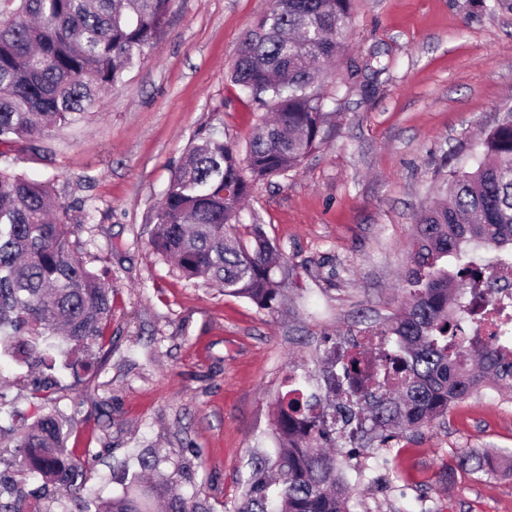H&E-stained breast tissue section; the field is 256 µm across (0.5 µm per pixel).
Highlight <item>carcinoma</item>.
<instances>
[{
  "label": "carcinoma",
  "mask_w": 512,
  "mask_h": 512,
  "mask_svg": "<svg viewBox=\"0 0 512 512\" xmlns=\"http://www.w3.org/2000/svg\"><path fill=\"white\" fill-rule=\"evenodd\" d=\"M174 0H0V143L19 144L53 128L83 121L145 50L154 47ZM352 0H271L243 40L230 75L258 108L260 120L245 154L210 134L182 157L154 211L151 246L174 260L187 280H203L227 295L271 310L281 297L277 247L256 218L244 222L243 202L254 184L286 176L329 136L327 98L315 91L327 66L343 55ZM470 171L451 170L440 202L421 211L402 276L404 308L379 332L404 337L402 360L380 370L378 395L349 383L329 391L331 402L311 420L300 405L280 400L274 418L275 456L257 459L234 512H348L349 488L335 447L336 414L363 413L384 446L408 430L495 383L512 395V348L498 345L499 311L485 321L488 336H463L448 317L466 273L448 270L470 243L498 255L512 252V116L482 142ZM70 207L45 185L0 167V351L53 369L66 344L87 351L104 340L112 317V286L91 272L71 245ZM68 433L46 413L17 429L15 463L80 492L91 480L68 457ZM461 464L489 472L488 453L473 450ZM123 495L94 503L95 512H206L178 492L158 460L140 457Z\"/></svg>",
  "instance_id": "1"
}]
</instances>
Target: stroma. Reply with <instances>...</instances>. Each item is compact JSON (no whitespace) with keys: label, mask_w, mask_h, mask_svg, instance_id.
Masks as SVG:
<instances>
[{"label":"stroma","mask_w":512,"mask_h":512,"mask_svg":"<svg viewBox=\"0 0 512 512\" xmlns=\"http://www.w3.org/2000/svg\"><path fill=\"white\" fill-rule=\"evenodd\" d=\"M270 0H176L154 49L103 92L89 118L6 147L0 160L68 205L71 242L112 286V319L91 357L64 356L50 400L38 367L0 357V392L22 419L61 412L67 446L94 478L123 491L120 463L145 450L186 497L234 512L256 456L271 455L290 372L319 389L327 337L381 327L401 306L415 218L449 169L471 168L512 109V0H353L347 49L317 87L335 98L330 133L287 177L247 204L288 274L273 310L182 278L150 246L153 213L185 149L213 132L245 146L260 112L230 83L245 33ZM388 71L372 80L370 53ZM337 445L352 512H512V401L473 394L380 445ZM486 448L494 473L460 466ZM0 435V479L25 512H75L76 494L19 477Z\"/></svg>","instance_id":"1"}]
</instances>
